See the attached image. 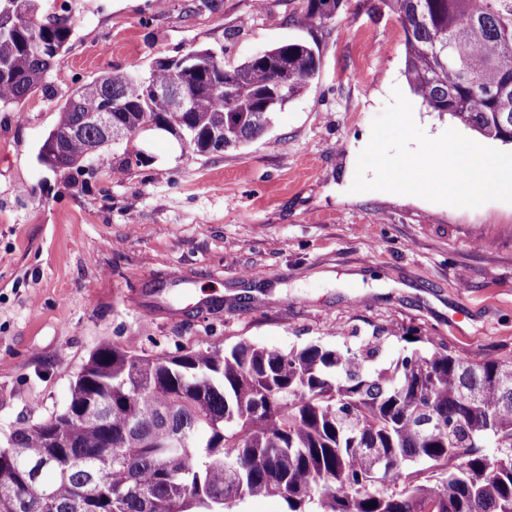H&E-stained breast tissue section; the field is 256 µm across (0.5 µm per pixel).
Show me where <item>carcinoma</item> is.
Wrapping results in <instances>:
<instances>
[{"instance_id":"1","label":"carcinoma","mask_w":512,"mask_h":512,"mask_svg":"<svg viewBox=\"0 0 512 512\" xmlns=\"http://www.w3.org/2000/svg\"><path fill=\"white\" fill-rule=\"evenodd\" d=\"M342 2L307 0L299 26L326 24ZM382 2L405 32L404 74L422 104L512 143V0ZM39 10V0H0V112L44 88L71 47L75 20ZM318 68L314 49L293 42L233 65L194 49L155 61L146 80L107 73L61 106L39 160L83 168L99 136L87 117L108 97L130 132L112 146L117 174L145 163L144 130L221 153L264 135ZM151 81L178 83L188 109ZM391 338L406 348L385 364ZM59 421L52 459L46 419L0 443V512H236L265 496L285 512H512V354L463 356L413 326L376 327L355 349L241 339L147 356L106 344Z\"/></svg>"}]
</instances>
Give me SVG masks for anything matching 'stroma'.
Returning a JSON list of instances; mask_svg holds the SVG:
<instances>
[{
	"mask_svg": "<svg viewBox=\"0 0 512 512\" xmlns=\"http://www.w3.org/2000/svg\"><path fill=\"white\" fill-rule=\"evenodd\" d=\"M43 0L76 16L45 89L0 112V435L61 411L102 344L148 355L247 339L286 351L415 325L469 355L512 353V203L459 208L350 191L373 120L409 93L405 34L379 0L305 29L303 0ZM301 40L321 65L244 147L199 156L163 132L116 177L38 160L60 106L114 70Z\"/></svg>",
	"mask_w": 512,
	"mask_h": 512,
	"instance_id": "1",
	"label": "stroma"
}]
</instances>
